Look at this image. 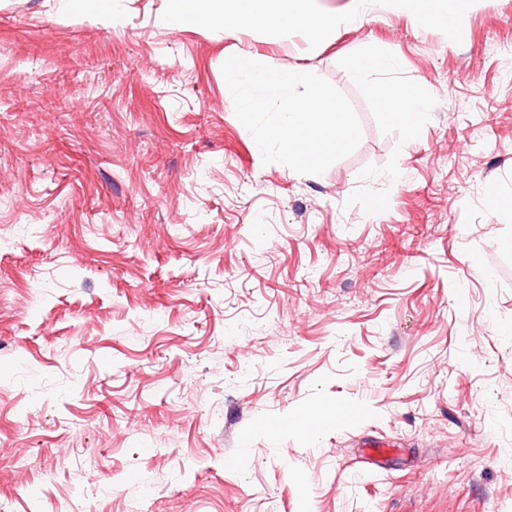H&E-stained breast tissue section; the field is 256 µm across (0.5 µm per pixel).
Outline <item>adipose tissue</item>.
<instances>
[{"mask_svg": "<svg viewBox=\"0 0 512 512\" xmlns=\"http://www.w3.org/2000/svg\"><path fill=\"white\" fill-rule=\"evenodd\" d=\"M162 23L171 31L198 24L245 31L270 25L298 29L316 36L336 24L355 22V10L341 15L325 12L317 0H169ZM407 8L421 19L441 26H453L467 12L470 0H404Z\"/></svg>", "mask_w": 512, "mask_h": 512, "instance_id": "obj_1", "label": "adipose tissue"}]
</instances>
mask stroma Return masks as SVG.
<instances>
[{"mask_svg":"<svg viewBox=\"0 0 512 512\" xmlns=\"http://www.w3.org/2000/svg\"><path fill=\"white\" fill-rule=\"evenodd\" d=\"M117 8L0 0V512H512V0L316 37ZM241 53L327 79L355 151L264 164ZM377 81L426 96L414 135ZM394 62L388 54H366L355 59L352 68L358 76H363L372 70L390 69ZM364 455L370 460L369 464L375 469H385L390 457L398 452L390 442L383 440H367L360 444Z\"/></svg>","mask_w":512,"mask_h":512,"instance_id":"obj_1","label":"stroma"}]
</instances>
